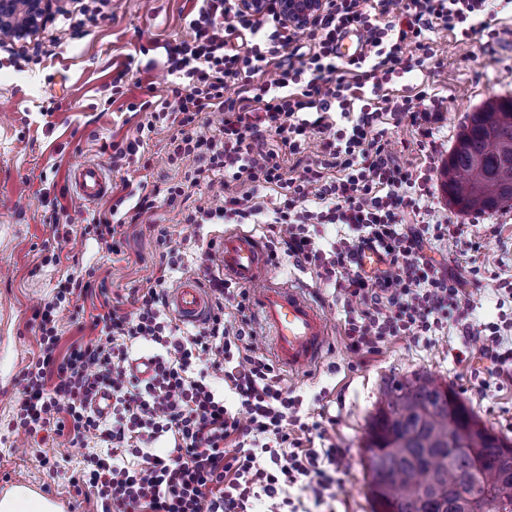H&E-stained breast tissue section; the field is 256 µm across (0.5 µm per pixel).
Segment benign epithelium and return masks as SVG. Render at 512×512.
Listing matches in <instances>:
<instances>
[{
	"label": "benign epithelium",
	"mask_w": 512,
	"mask_h": 512,
	"mask_svg": "<svg viewBox=\"0 0 512 512\" xmlns=\"http://www.w3.org/2000/svg\"><path fill=\"white\" fill-rule=\"evenodd\" d=\"M323 4L324 0H280V15L286 25L303 27ZM67 5L68 0H0V45L34 38L53 13Z\"/></svg>",
	"instance_id": "benign-epithelium-1"
}]
</instances>
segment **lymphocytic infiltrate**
Returning a JSON list of instances; mask_svg holds the SVG:
<instances>
[{
  "label": "lymphocytic infiltrate",
  "instance_id": "lymphocytic-infiltrate-1",
  "mask_svg": "<svg viewBox=\"0 0 512 512\" xmlns=\"http://www.w3.org/2000/svg\"><path fill=\"white\" fill-rule=\"evenodd\" d=\"M183 20L189 38L166 42L164 66L172 82L167 96L129 103L142 113L136 134L112 143V165L139 164L138 153L155 131L169 128L170 167H184L164 198L138 195L126 212L110 204L86 233L117 252V225L149 223L158 202L175 205L186 187L219 186L216 206H199L189 224L243 223L262 214V194L278 191L272 210L269 256L287 255L339 288L351 315L344 333L355 351H377L402 336L420 338L453 324L463 336L483 339L489 375L512 367V321L474 324L471 299L458 278L424 256L448 230L405 226L418 212L416 181L391 156L375 128L383 115L408 119L429 137L437 114L425 108V92L393 94L390 85L405 53L431 57L438 30L469 35V21L488 0H406L393 16L394 0H326L303 30L283 23L267 0L259 15L239 0H190ZM350 29L366 34L363 52H336ZM218 115L203 134V115ZM350 128L337 132V119ZM323 136L319 154L305 152L311 131ZM301 172L292 177L286 163ZM318 207H307L308 198ZM120 222V223H121ZM313 224H344L354 235L323 248ZM163 252L138 307L119 313L106 284L67 277L34 313L39 354L27 366L16 406V431L49 446L61 437L74 445L96 436L109 456L90 455L72 476L75 491L89 490L98 512H286L288 487L297 485L322 506L337 480L331 469L344 454L330 443L325 421L302 416V399L285 387L279 371L257 354L249 324V293L212 270L207 241L196 256L198 281L212 299L204 321L179 326L165 311L169 274L185 248L167 229L156 238ZM388 268L364 274L366 252ZM101 297L92 317L97 336L61 348L56 312L72 301ZM233 308L238 321L224 317ZM152 350L151 372L130 369L134 349ZM112 394V413H96L101 390Z\"/></svg>",
  "mask_w": 512,
  "mask_h": 512
}]
</instances>
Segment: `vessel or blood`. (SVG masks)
<instances>
[{"label": "vessel or blood", "mask_w": 512, "mask_h": 512, "mask_svg": "<svg viewBox=\"0 0 512 512\" xmlns=\"http://www.w3.org/2000/svg\"><path fill=\"white\" fill-rule=\"evenodd\" d=\"M70 182L81 199L96 201L109 192L101 164L83 162L72 168ZM218 265L224 276L254 289V303L272 336V356L282 368L303 372L322 357L331 334L322 309L296 288L275 282L265 247L254 235L228 232L219 243ZM169 306L182 322H200L209 299L195 278L183 279L170 292Z\"/></svg>", "instance_id": "1"}]
</instances>
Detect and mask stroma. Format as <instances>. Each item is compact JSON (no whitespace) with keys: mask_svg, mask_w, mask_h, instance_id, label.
Instances as JSON below:
<instances>
[{"mask_svg":"<svg viewBox=\"0 0 512 512\" xmlns=\"http://www.w3.org/2000/svg\"><path fill=\"white\" fill-rule=\"evenodd\" d=\"M185 0H74L68 18L54 16L45 29L26 43L0 48V382L20 385L27 365L38 353L33 328L35 310L52 297L66 275L93 271L105 281L112 302L121 312L134 311L133 291L146 287L159 262L155 226L172 231L175 239L202 241L227 232L224 224L198 226L185 217L195 206L216 201V190L188 189L181 206L158 208L156 225L120 227V250L109 253L84 235L86 223L100 209L83 201L70 186L68 174L81 161H98L111 187L123 180L146 189L178 179L166 163L168 130H158L145 148L149 169H113L105 143L133 134L138 115L127 105L143 99L145 91L165 98L170 78L162 67H149L143 48L186 37L180 11ZM491 32L475 31L463 40L450 31L432 33V57L425 63L405 59L394 79L403 95L426 91L435 102L438 120L432 138H421L407 123L389 124L386 138L398 162L414 177H427L428 192L420 202L426 222L448 226L447 240L430 253L449 274L460 277L472 295L473 322L497 320L512 312V298L499 301L497 281L512 282V207L483 214H462L451 206L442 188V165L468 124L472 112L495 98H512V0H494L486 17ZM127 69L124 98L112 100L113 69ZM60 102L52 115L41 113L49 99ZM62 206L73 226L68 242L54 240L43 197ZM57 255L45 263L47 255ZM478 266V276L467 274ZM276 281L292 284L327 310L333 328L320 363L309 371L284 373L286 385L303 400L302 409L329 419L332 443L343 448L337 464L341 485L335 500L322 508L298 487L288 495L293 512H371L362 446L383 391L394 380L428 375L450 387L475 417L500 436L512 439V375L488 379L489 360L482 338L462 337L455 328L431 340L406 337L384 344L374 354L353 351L344 334L348 317L344 299L315 272L287 256L271 262ZM465 352L457 360V352ZM20 397L15 390L0 396V478L31 482L66 499L72 512H96L93 498L76 494L69 483L82 469L95 445L63 442L52 453L59 462L49 475L42 450L9 424Z\"/></svg>","mask_w":512,"mask_h":512,"instance_id":"obj_1","label":"stroma"}]
</instances>
